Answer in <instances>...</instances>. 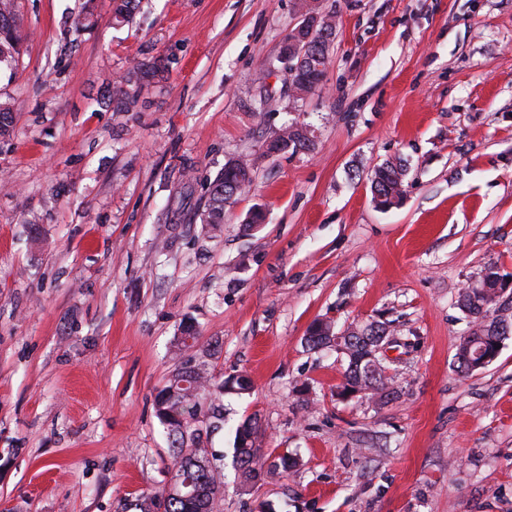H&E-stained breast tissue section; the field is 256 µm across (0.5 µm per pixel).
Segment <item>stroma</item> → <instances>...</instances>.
<instances>
[{"mask_svg": "<svg viewBox=\"0 0 512 512\" xmlns=\"http://www.w3.org/2000/svg\"><path fill=\"white\" fill-rule=\"evenodd\" d=\"M336 35L296 96L279 46L305 0H17L31 34L0 71V512H141L172 467L154 396L196 326L246 373L208 448L217 512H512V335L461 373L463 288L512 275V0H315ZM92 18L82 29V8ZM157 83L117 111L131 57ZM311 150L268 155L292 124ZM231 158L254 181L202 221ZM404 165L378 209L368 176ZM263 224L246 228L252 209ZM372 321L388 398H338L345 357L306 342ZM257 418L259 481L235 430ZM299 464L283 472L281 453Z\"/></svg>", "mask_w": 512, "mask_h": 512, "instance_id": "1", "label": "stroma"}]
</instances>
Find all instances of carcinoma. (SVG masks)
I'll return each mask as SVG.
<instances>
[{"instance_id":"obj_1","label":"carcinoma","mask_w":512,"mask_h":512,"mask_svg":"<svg viewBox=\"0 0 512 512\" xmlns=\"http://www.w3.org/2000/svg\"><path fill=\"white\" fill-rule=\"evenodd\" d=\"M112 16L118 23L130 20L136 0H113ZM303 58L288 57V41L295 34ZM289 32L280 48L278 59L285 65L288 81L294 91L302 96L315 92L321 85L329 64V51L335 27L322 23L313 32ZM23 37L17 14V0H0V65L11 64L23 50ZM160 73L156 62L136 60L127 70L125 82L142 89ZM272 145L279 151L294 152L311 146L310 138L299 128L287 127ZM404 170L401 165L388 161L370 174V190L385 200L400 196L403 189ZM253 183V169L244 159L234 164H224V170L210 185L209 201L204 223H224V203L246 191ZM498 268L489 266L478 283L463 289L459 304L471 319L470 330L460 337L456 359L458 368L469 372L471 364L501 345L512 334V297L503 300L493 277ZM389 325L373 322L349 330L343 342V354L348 358L346 381L356 385L366 394L386 398L390 395L387 365L383 360L365 359L367 348L389 338ZM334 339L330 324L307 337L314 348H321ZM251 389V380L244 373L215 379L208 365L190 357L182 361L160 389L154 399V409L165 427L169 441V454L173 462L169 486L161 494L144 498L142 512H214L221 489V474L210 464L207 439L210 432L224 427V395L243 394ZM258 423L250 419L236 431L234 448L235 467L243 481L261 476L260 449L253 447L252 438Z\"/></svg>"}]
</instances>
